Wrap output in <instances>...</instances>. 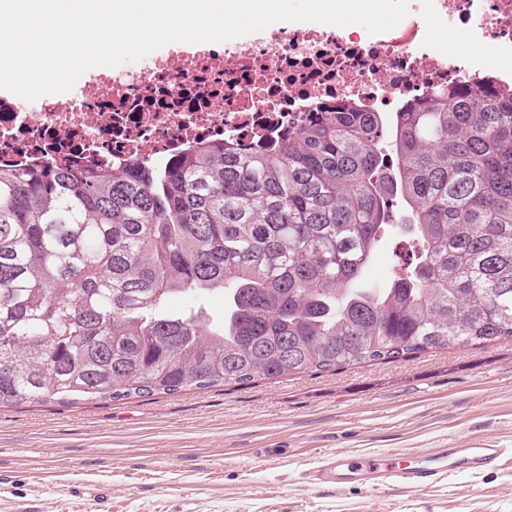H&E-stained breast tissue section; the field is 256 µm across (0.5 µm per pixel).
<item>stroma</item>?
I'll return each mask as SVG.
<instances>
[{"mask_svg": "<svg viewBox=\"0 0 512 512\" xmlns=\"http://www.w3.org/2000/svg\"><path fill=\"white\" fill-rule=\"evenodd\" d=\"M482 442L436 487L315 488L329 452ZM0 512H512V340L242 385L0 408Z\"/></svg>", "mask_w": 512, "mask_h": 512, "instance_id": "1", "label": "stroma"}]
</instances>
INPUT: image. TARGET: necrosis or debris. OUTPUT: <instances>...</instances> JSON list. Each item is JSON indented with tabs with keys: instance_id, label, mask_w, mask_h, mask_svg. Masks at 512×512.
<instances>
[{
	"instance_id": "4bbe7bcc",
	"label": "necrosis or debris",
	"mask_w": 512,
	"mask_h": 512,
	"mask_svg": "<svg viewBox=\"0 0 512 512\" xmlns=\"http://www.w3.org/2000/svg\"><path fill=\"white\" fill-rule=\"evenodd\" d=\"M425 16L465 44L494 48L499 62L434 54ZM478 77L512 85V0H410L408 16L380 34L305 22L155 58L138 72L97 71L78 93L32 107L0 94V162L155 163L204 141L255 144L317 106L394 112Z\"/></svg>"
}]
</instances>
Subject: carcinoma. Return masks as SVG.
Wrapping results in <instances>:
<instances>
[{
	"label": "carcinoma",
	"mask_w": 512,
	"mask_h": 512,
	"mask_svg": "<svg viewBox=\"0 0 512 512\" xmlns=\"http://www.w3.org/2000/svg\"><path fill=\"white\" fill-rule=\"evenodd\" d=\"M414 233L385 288L383 226ZM219 292L224 326L172 317ZM512 340V86L345 101L243 150L0 165V406L174 394ZM402 235L398 229L389 228L366 268L363 280L368 286L383 288L390 280L393 264L392 248L395 240Z\"/></svg>",
	"instance_id": "cac0c4a2"
}]
</instances>
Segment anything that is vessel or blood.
<instances>
[{"mask_svg": "<svg viewBox=\"0 0 512 512\" xmlns=\"http://www.w3.org/2000/svg\"><path fill=\"white\" fill-rule=\"evenodd\" d=\"M502 449L486 446L438 448L421 456L411 452L369 455L333 452L302 472L305 483L336 490L356 485L407 493L432 487L455 473H479L498 465Z\"/></svg>", "mask_w": 512, "mask_h": 512, "instance_id": "1", "label": "vessel or blood"}]
</instances>
